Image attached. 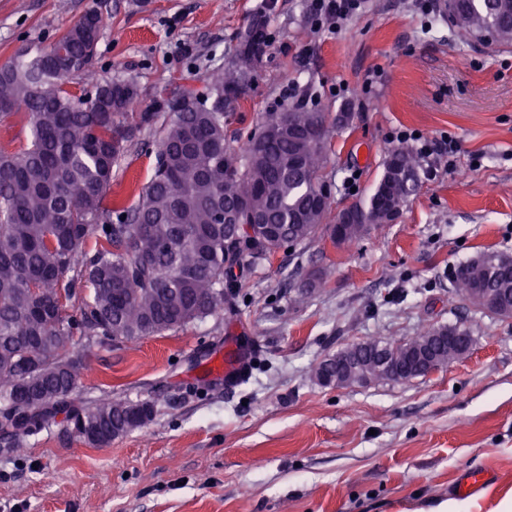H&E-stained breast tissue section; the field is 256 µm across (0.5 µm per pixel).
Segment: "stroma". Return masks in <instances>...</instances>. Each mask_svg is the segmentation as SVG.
I'll return each instance as SVG.
<instances>
[{
    "instance_id": "obj_1",
    "label": "stroma",
    "mask_w": 512,
    "mask_h": 512,
    "mask_svg": "<svg viewBox=\"0 0 512 512\" xmlns=\"http://www.w3.org/2000/svg\"><path fill=\"white\" fill-rule=\"evenodd\" d=\"M0 0V65L35 53L87 12L103 31L92 63L133 81L154 112L112 171V195L138 205L174 114L164 90L201 89L260 31L224 135L238 142L261 113L297 103L353 115L330 131V206L368 200L399 131L452 140L421 170L399 218L340 246L280 250L247 273L233 317H209L86 354L77 388L153 402L144 426L94 447L63 421L9 451L0 434V512H434L470 502L495 512L512 492V318L461 300L450 273L480 251L512 253V45L460 44L420 0H365L335 31L310 0ZM467 168L465 178L449 162ZM314 271L325 284L306 293ZM470 326V352L408 382L329 387L327 355L430 323ZM246 353L235 384L215 364Z\"/></svg>"
}]
</instances>
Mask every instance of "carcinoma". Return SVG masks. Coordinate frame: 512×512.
<instances>
[{"label":"carcinoma","mask_w":512,"mask_h":512,"mask_svg":"<svg viewBox=\"0 0 512 512\" xmlns=\"http://www.w3.org/2000/svg\"><path fill=\"white\" fill-rule=\"evenodd\" d=\"M456 36L512 44V0H443ZM102 21L95 12L59 34L35 56L0 66V120L19 116L30 145L0 149V426L14 449L64 415L87 443L103 447L144 426L148 401L103 394L77 404L86 352L101 337L136 342L232 310L246 272L284 247L336 235L354 241L385 224L386 205L400 211L419 187V160L407 147L392 150L369 201L343 208L338 223L323 170L327 130L316 138L288 136L289 128L320 127L324 115L296 104L265 112L246 148L224 137V100L237 97L240 67L210 75L206 90L172 96L187 108L162 129L154 176L138 205L105 198L112 168L136 132L157 115L127 122L137 97L130 81L103 77L81 95L66 85L92 65ZM235 213L234 224L224 213ZM270 233L245 229L252 214ZM96 244L87 246L89 237ZM454 290L470 301L483 294L512 308V254L484 250L460 265ZM74 301L67 311L61 300ZM464 323L432 324L403 340L366 339L323 359L317 378L336 388L419 377L411 359L433 351L442 368L460 354L455 342L471 335Z\"/></svg>","instance_id":"obj_1"}]
</instances>
